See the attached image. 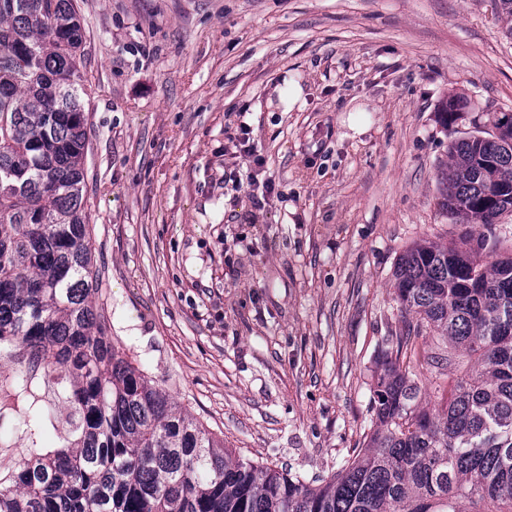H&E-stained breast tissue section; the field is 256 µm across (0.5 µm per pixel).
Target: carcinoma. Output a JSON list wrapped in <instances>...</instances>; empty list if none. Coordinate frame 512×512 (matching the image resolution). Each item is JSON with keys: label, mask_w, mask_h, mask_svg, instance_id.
<instances>
[{"label": "carcinoma", "mask_w": 512, "mask_h": 512, "mask_svg": "<svg viewBox=\"0 0 512 512\" xmlns=\"http://www.w3.org/2000/svg\"><path fill=\"white\" fill-rule=\"evenodd\" d=\"M512 39V0H495ZM75 0H0V356L21 364L0 391L33 395L32 368L70 407L63 445L0 467V512H512V253L474 230L512 213V115L448 145L440 208L465 230L424 240L394 273L416 335L439 336L450 396L423 406L400 366L410 337L384 353L363 448L318 485L237 458L133 366L96 308L85 197L89 150ZM463 103H441L444 127ZM38 399L16 425L37 436Z\"/></svg>", "instance_id": "carcinoma-1"}]
</instances>
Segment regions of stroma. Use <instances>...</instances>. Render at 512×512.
Returning a JSON list of instances; mask_svg holds the SVG:
<instances>
[{"mask_svg":"<svg viewBox=\"0 0 512 512\" xmlns=\"http://www.w3.org/2000/svg\"><path fill=\"white\" fill-rule=\"evenodd\" d=\"M77 6L108 335L243 460L330 479L416 322L399 256L462 232L439 207L448 145L512 113L493 0ZM453 94L471 108L446 128ZM245 134L263 167L236 156Z\"/></svg>","mask_w":512,"mask_h":512,"instance_id":"35a3bbf8","label":"stroma"}]
</instances>
